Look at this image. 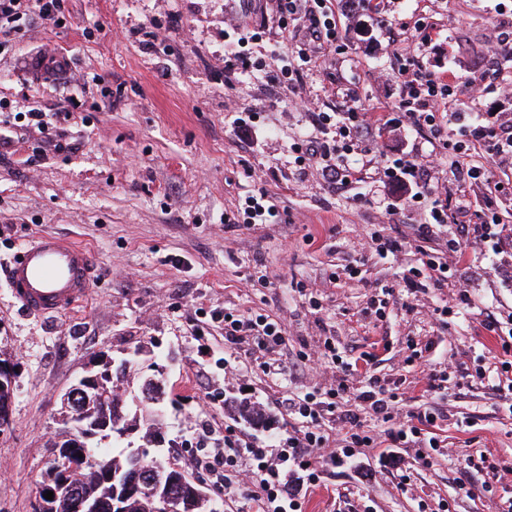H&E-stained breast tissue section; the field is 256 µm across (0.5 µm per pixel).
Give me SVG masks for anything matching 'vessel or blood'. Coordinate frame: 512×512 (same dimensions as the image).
I'll use <instances>...</instances> for the list:
<instances>
[{
  "label": "vessel or blood",
  "mask_w": 512,
  "mask_h": 512,
  "mask_svg": "<svg viewBox=\"0 0 512 512\" xmlns=\"http://www.w3.org/2000/svg\"><path fill=\"white\" fill-rule=\"evenodd\" d=\"M88 250L44 233L21 247L6 277L16 299L30 313L56 315L81 304L91 283Z\"/></svg>",
  "instance_id": "1"
}]
</instances>
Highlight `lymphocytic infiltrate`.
<instances>
[{
  "label": "lymphocytic infiltrate",
  "instance_id": "obj_1",
  "mask_svg": "<svg viewBox=\"0 0 512 512\" xmlns=\"http://www.w3.org/2000/svg\"><path fill=\"white\" fill-rule=\"evenodd\" d=\"M276 8L282 18L308 21V43L299 49L296 65L286 64L269 71L270 80L302 79L305 69L315 66L326 54L341 53L343 24L330 0H276ZM409 30L416 53L400 72L403 94L397 108L407 122L427 132L431 146L428 160L420 161L410 153L386 162L366 158L365 130L371 125L385 128L392 120L388 114L377 113L372 122H364L359 106L351 103L342 112L319 113L317 123L331 132L332 139L300 153L295 161L301 166L320 164L323 178L334 186H367L375 182L414 186L416 198L429 204L425 222L418 225L414 239L392 238L375 230L364 241L363 248L384 259L394 258L418 248L419 244L446 236L444 254L424 251L421 267L409 269L404 275V286L413 295L425 280L436 288L450 285L456 288L459 303L467 305L471 302V283L462 275L468 262L467 247L477 242L493 254H502L505 226L492 206L478 210L467 195L449 197L435 170L447 168L464 185L490 182L487 164L471 162L470 145L484 144L491 158L512 162V125H478L468 131L466 139H454L449 127L458 123L462 115L444 112L443 107L449 98L480 92L487 82L511 89L512 74L491 65L478 77L458 84L455 76L424 67L420 54L430 41L424 23L414 22ZM212 317L224 323L225 345H255L259 351L256 363L264 375L283 377L288 371L305 368L302 359L289 366L268 361V354L285 342L280 320L261 313L219 311L213 312ZM319 357L336 365V382L289 394L284 403L288 428L278 441L276 459H269L267 449L255 440L243 438L234 426L228 425L224 428L223 446L209 449L194 462L196 468L213 478L219 490L245 492L256 512H302L301 489L289 483L287 476L298 468L306 471L309 485H318L321 475L312 462L313 452L325 451L327 458L336 462L352 458L360 448H412L419 463L427 467L433 454L442 449L439 413L424 411L408 415L406 421H395L393 406L402 395L403 381L385 380L372 373L374 352L364 351L346 358L328 343ZM326 414L336 418L338 438L333 443L328 441L321 425Z\"/></svg>",
  "mask_w": 512,
  "mask_h": 512
}]
</instances>
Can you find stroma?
Segmentation results:
<instances>
[{"label": "stroma", "instance_id": "obj_1", "mask_svg": "<svg viewBox=\"0 0 512 512\" xmlns=\"http://www.w3.org/2000/svg\"><path fill=\"white\" fill-rule=\"evenodd\" d=\"M348 22L344 63L324 57L302 83L258 76H224L227 55L270 70L269 46L286 31L273 0H238L237 36L225 33L224 0H67L61 23L20 17L0 30V358L17 363L12 424L0 434V512H33L42 474L52 457L60 396L84 375L89 358L120 359L142 347L135 371L162 372L164 429L154 450L173 457L178 442L196 445L206 421L223 439L225 424L275 450L284 427L281 402L334 381L335 370L315 369L275 380L256 369L248 345L224 344V326L212 311H263L283 319L284 356L326 337L362 351L374 340L378 374L401 371L408 337L439 339L431 363L456 350L468 368L488 365L501 342L483 326L484 311H512V267L491 268L484 250H469L463 274L481 303L442 324L435 307L454 302L455 288L413 296L402 274L418 256L395 263L369 260L362 279L330 280L354 259L351 249L370 225L387 235L413 236L425 212L408 190L381 183L366 195L338 192L320 170L299 168L294 143L317 134L320 112L341 111L337 85H349L363 107L394 111L401 94L398 70L412 50L390 43L389 31L411 17L431 29L430 69L466 81L483 70L485 51L512 32V0H375ZM182 28H175L173 18ZM68 57L72 73L58 79L31 73L26 62L44 50ZM448 111L470 124L487 116L512 120V95L491 88L459 97ZM51 116L66 149L57 151L28 131L29 114ZM261 116L250 137L231 124L232 113ZM377 157H395L430 145L421 133L372 132L365 140ZM493 184L466 193L492 203L512 225V169L498 168ZM265 190L280 210L276 224L237 226L245 196ZM394 208L384 219L386 208ZM48 231L87 247L95 259L85 302L55 316L28 314L14 299L4 271L23 243ZM266 267L270 287L248 280ZM317 285L320 311L310 310L297 283ZM391 289L392 315L377 324L360 311L381 289ZM258 404L265 418L249 424L236 403ZM502 392L464 383L449 398L426 391L424 373L396 404L399 417L425 409L445 415L447 455L419 467L403 449L383 466L378 450L365 448L343 464L323 463L321 484L308 488L303 512H418L420 504L449 512H498L487 478L468 477L472 494L459 496L463 453L485 452L505 461L500 485L512 491V414Z\"/></svg>", "mask_w": 512, "mask_h": 512}]
</instances>
